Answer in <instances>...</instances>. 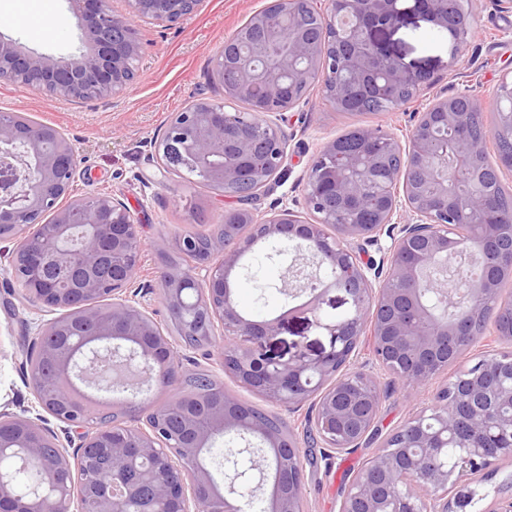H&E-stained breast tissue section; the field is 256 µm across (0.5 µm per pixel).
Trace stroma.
Instances as JSON below:
<instances>
[{"label":"stroma","mask_w":512,"mask_h":512,"mask_svg":"<svg viewBox=\"0 0 512 512\" xmlns=\"http://www.w3.org/2000/svg\"><path fill=\"white\" fill-rule=\"evenodd\" d=\"M269 0H203L200 9L180 24L139 26L145 54L138 77L117 99L64 101L0 82V107L24 113L31 119L63 131L80 150L81 163L71 187L73 197L92 191L117 195L137 216L144 253L139 284L149 287V300L159 320L167 313L158 294L156 272L161 265L158 245L174 235L208 232L222 224L225 211L236 199L207 187L189 186L174 170L163 169L153 142L168 122L193 98H222L211 78L212 59L226 37L234 33ZM9 13L13 26L0 30L25 50L50 55L80 56L78 18L68 0H0V12ZM473 36L462 54L450 58L446 40L435 38L428 23L409 17L391 37L406 62L425 68L430 82L405 105L357 119L336 112L318 92H310L298 105L282 114L288 132V161L270 191L261 193L260 212L288 208L301 219L312 220L305 205V167L309 157L325 142L349 127L379 128L405 139L421 112L437 97L468 90L487 116L495 114V91L502 79H512V0H473ZM277 244L258 243L235 271L232 297L239 309L254 320L287 314L269 353L288 358L296 351L320 355L328 340L297 312V298L279 292L284 267L273 259ZM11 243L0 242V410L20 413L34 407L36 399L21 362L37 324L46 314L24 301L8 275ZM355 368L374 374L383 398L377 416L380 438L398 430L422 407L432 404L442 377L411 388L380 369L369 341H362ZM378 441L351 454L331 458L329 465L306 467L304 512H338V489L345 470L361 468L378 449ZM493 476L477 474L465 484L477 498L461 512H492L498 497L512 488V457L498 461Z\"/></svg>","instance_id":"35a3bbf8"}]
</instances>
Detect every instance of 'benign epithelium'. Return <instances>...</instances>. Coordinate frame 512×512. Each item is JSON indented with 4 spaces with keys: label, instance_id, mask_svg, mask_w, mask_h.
Masks as SVG:
<instances>
[{
    "label": "benign epithelium",
    "instance_id": "7a95c632",
    "mask_svg": "<svg viewBox=\"0 0 512 512\" xmlns=\"http://www.w3.org/2000/svg\"><path fill=\"white\" fill-rule=\"evenodd\" d=\"M81 19L88 51L78 58L34 54L0 38V82L63 100L106 99L123 95L134 83L144 46L138 23L176 25L197 12L203 0H126L123 12L111 0H69ZM271 0L268 8L288 20L292 32L286 49L275 56L256 54L242 30L225 40L235 53L219 51L211 78L222 82L220 100L197 98L176 113L155 143L156 157L177 143L188 163L185 179L198 173L224 195L234 185L258 197L270 188L288 159V134L269 116L285 112L317 90L341 104L363 87L394 99L396 89L415 85L426 70L413 67L390 49L385 36L406 19L418 16L441 33L456 35L450 52L461 53L466 34L458 30L455 0ZM321 22L318 39L301 31L304 9ZM349 36L329 53L323 42L336 30ZM254 100L247 115L226 110V103ZM497 122L493 137L512 148V81L496 89ZM478 116L462 111L454 97L436 99L410 130L408 148L379 128H359L360 149L343 153L329 140L306 169L305 204L315 220L300 219L284 208L258 221L252 209L225 213L224 234L208 238L218 264L198 261L204 275L166 267L158 272L161 298L170 315L184 313L193 288L199 334L224 329L222 342L236 349L224 361L227 372L274 406L290 411L310 399L312 423L324 447L353 451L373 431L381 392L369 373L351 369L363 336H368L379 366L416 387L448 368L458 341L474 344L472 319L492 306L498 281L492 270L512 264V233L503 227L512 215L492 222L497 197L478 186L460 202L448 186L485 166V144L472 143L448 163V143L466 140ZM80 164L70 139L59 129L19 113L0 114V240L13 244L9 268L24 300L55 317L37 325L34 349L54 363L35 390L40 412L28 416L0 411V457L20 459L40 476V486L20 489L12 470L0 469V512H243L255 487L272 468L267 512H299L305 471L291 433L257 418L237 400L208 393L195 407L180 404L162 413L125 398L113 409L125 422L91 423V396L75 378L78 356L112 342L116 381L142 364L147 377L164 391L174 386L186 358L157 319L135 300L133 288L142 260L140 223L120 199L92 192L70 198ZM373 204L366 224L343 219ZM410 218L402 221L400 205ZM254 233L230 230L240 219ZM391 244L380 258L362 260L348 246L352 239ZM473 239L481 246L484 275L476 303L453 319L442 318L429 299L445 308L458 304V290L448 289V258ZM259 240L305 247L315 272L292 260L296 309L312 316V325L328 337V349L311 359L299 350L286 360L268 354L267 344L280 333L286 311L257 321L245 317L232 299L228 273ZM176 252L195 255L200 240L180 235ZM345 294V317L322 315L332 291ZM82 328L80 343L64 347L60 337ZM479 358L440 389L435 404L421 410L394 432L352 480L340 512H452L448 493L465 475L490 468L512 456V355ZM66 424L65 437L45 426L44 414ZM235 430L259 439L264 453L246 446L224 457L227 492L215 486L199 461L216 436ZM54 448L50 456L46 447ZM457 449L448 464V448ZM250 465L238 467L241 456Z\"/></svg>",
    "mask_w": 512,
    "mask_h": 512
}]
</instances>
